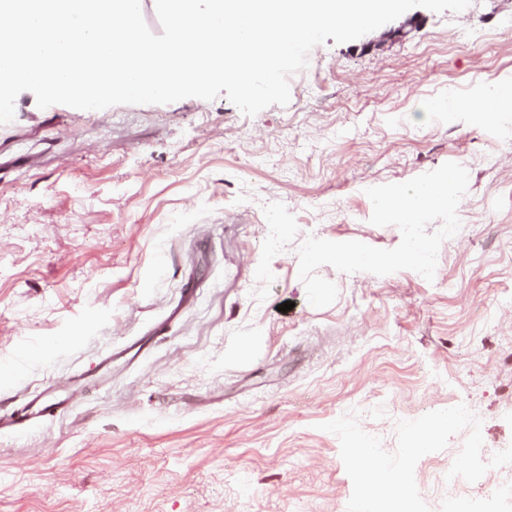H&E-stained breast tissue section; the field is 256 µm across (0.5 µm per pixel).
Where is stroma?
<instances>
[{"mask_svg":"<svg viewBox=\"0 0 512 512\" xmlns=\"http://www.w3.org/2000/svg\"><path fill=\"white\" fill-rule=\"evenodd\" d=\"M512 0L416 7L326 42L287 105L243 115L225 96L0 124V409L49 388L68 415L0 430V512H347L336 435L351 409L397 448L396 423L447 408L481 419L483 456L512 445ZM456 162L469 173L439 276L299 278L309 236L381 249L367 188ZM293 302L281 311L284 302ZM466 439L415 481L448 512ZM486 98L492 103L496 112H512L511 82L489 87L486 91Z\"/></svg>","mask_w":512,"mask_h":512,"instance_id":"obj_1","label":"stroma"}]
</instances>
